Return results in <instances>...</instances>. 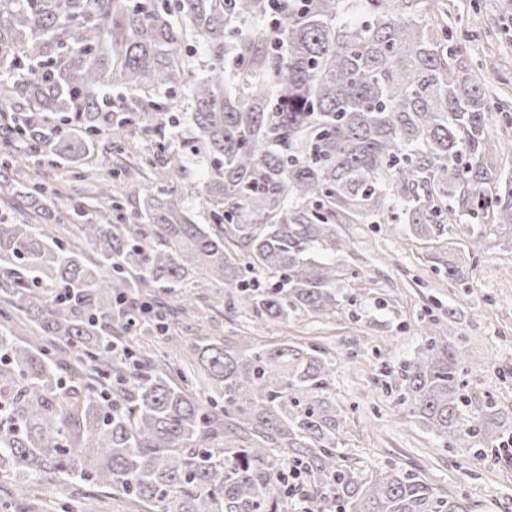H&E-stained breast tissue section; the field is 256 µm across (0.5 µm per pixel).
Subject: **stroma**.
<instances>
[{
    "label": "stroma",
    "instance_id": "35a3bbf8",
    "mask_svg": "<svg viewBox=\"0 0 512 512\" xmlns=\"http://www.w3.org/2000/svg\"><path fill=\"white\" fill-rule=\"evenodd\" d=\"M502 0H452L448 22L468 35L464 57L480 79L495 86L501 103L512 106V20L501 18ZM345 250H319L351 270L336 285L339 305L321 320L302 311L287 322L258 319L228 305L229 291L196 280L191 292L204 296V312L182 318V334L223 338L243 349L257 343L316 344L336 363L333 391L341 411L339 439L363 475L391 468L417 472L433 487L463 494L473 512H512V463L498 452L464 455L442 447L400 405L402 364L430 327L453 326L448 345L461 348L463 377L473 401L493 400L512 418V236L497 226L449 225L445 241L455 258L470 261L468 286L449 280L426 260L417 242L392 224H340ZM0 477V505L14 512H60L93 497L101 512H129L124 500L87 485L58 486L45 493Z\"/></svg>",
    "mask_w": 512,
    "mask_h": 512
}]
</instances>
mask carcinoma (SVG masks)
<instances>
[{"instance_id":"cac0c4a2","label":"carcinoma","mask_w":512,"mask_h":512,"mask_svg":"<svg viewBox=\"0 0 512 512\" xmlns=\"http://www.w3.org/2000/svg\"><path fill=\"white\" fill-rule=\"evenodd\" d=\"M462 54L440 0H0V165L55 158L84 181L110 150L125 159L98 194L120 175L139 200L127 223L115 202L0 181L28 215L0 220V475L107 488L144 512H281L299 488L312 512H473L416 473L356 474L321 348L179 335L196 274L258 318L333 316L347 270L313 250L346 248L338 224H403L467 281L438 230L480 216L512 235V173ZM114 127L152 154L131 158ZM159 165L163 186L144 174ZM260 270L277 281L249 279ZM452 330L428 332L402 365V401L446 447L470 448L503 419L465 393ZM138 334L185 364L138 356Z\"/></svg>"}]
</instances>
